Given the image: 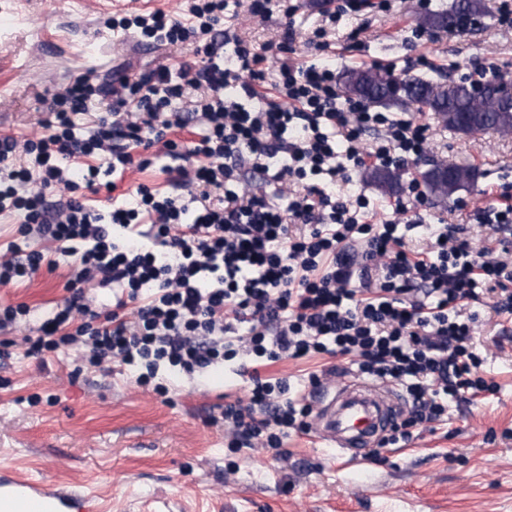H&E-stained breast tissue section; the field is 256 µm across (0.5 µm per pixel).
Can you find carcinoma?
Wrapping results in <instances>:
<instances>
[{
  "mask_svg": "<svg viewBox=\"0 0 512 512\" xmlns=\"http://www.w3.org/2000/svg\"><path fill=\"white\" fill-rule=\"evenodd\" d=\"M489 0H452L445 9L431 10L418 20L421 28L457 31L489 16ZM339 90L347 98L357 97L372 107L411 105L421 115L436 116L450 130H460V118L473 117L475 132H512V98L487 84L490 105L474 99L476 83L465 78L441 82L424 76L400 77L379 67L346 68L339 76ZM420 177L435 200L446 203L458 191L475 185L477 170L469 166L433 164ZM365 180L387 192L401 186L400 173L377 167L365 174Z\"/></svg>",
  "mask_w": 512,
  "mask_h": 512,
  "instance_id": "1",
  "label": "carcinoma"
}]
</instances>
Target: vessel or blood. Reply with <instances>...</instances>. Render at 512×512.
I'll return each instance as SVG.
<instances>
[{
    "label": "vessel or blood",
    "instance_id": "vessel-or-blood-1",
    "mask_svg": "<svg viewBox=\"0 0 512 512\" xmlns=\"http://www.w3.org/2000/svg\"><path fill=\"white\" fill-rule=\"evenodd\" d=\"M317 413L310 426L319 441L338 450L346 462L367 460L382 437L398 422L404 399L393 387L351 380L315 395ZM14 501L17 512H58L79 504L80 512H97L93 496L56 489L34 480L0 477V499Z\"/></svg>",
    "mask_w": 512,
    "mask_h": 512
}]
</instances>
